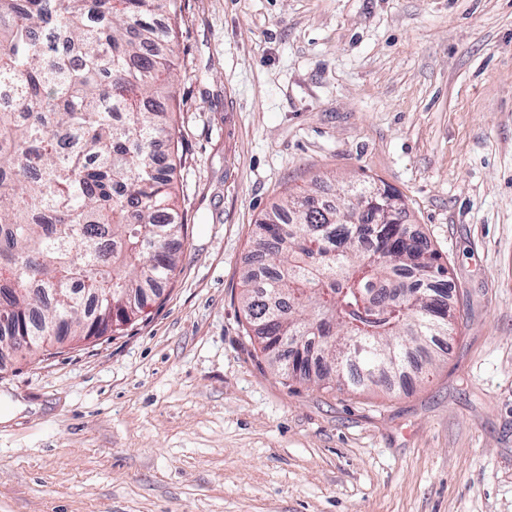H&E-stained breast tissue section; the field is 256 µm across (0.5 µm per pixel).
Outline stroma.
<instances>
[{
  "instance_id": "stroma-1",
  "label": "stroma",
  "mask_w": 512,
  "mask_h": 512,
  "mask_svg": "<svg viewBox=\"0 0 512 512\" xmlns=\"http://www.w3.org/2000/svg\"><path fill=\"white\" fill-rule=\"evenodd\" d=\"M178 270L120 333L0 369V512H512V0H180ZM383 182L457 316L410 386L244 338L284 193Z\"/></svg>"
}]
</instances>
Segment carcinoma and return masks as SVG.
I'll use <instances>...</instances> for the list:
<instances>
[{
    "label": "carcinoma",
    "mask_w": 512,
    "mask_h": 512,
    "mask_svg": "<svg viewBox=\"0 0 512 512\" xmlns=\"http://www.w3.org/2000/svg\"><path fill=\"white\" fill-rule=\"evenodd\" d=\"M177 0H0V351L37 353L112 304V330L167 283L185 232L168 172ZM169 16L165 28L153 23ZM169 142L167 166L154 151ZM288 195L257 224L242 305L276 370L352 387L454 332L448 269L373 184ZM27 313L29 345L12 335Z\"/></svg>",
    "instance_id": "cac0c4a2"
}]
</instances>
